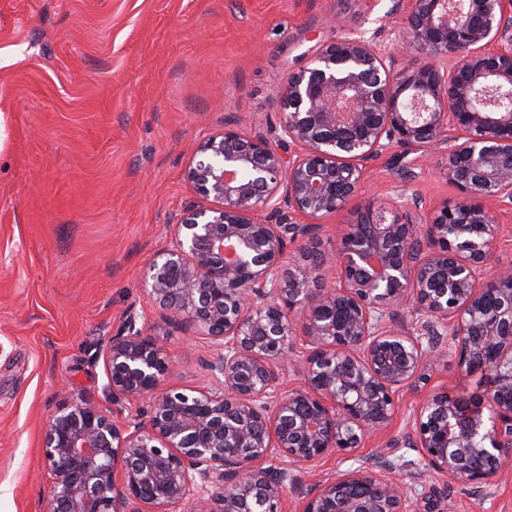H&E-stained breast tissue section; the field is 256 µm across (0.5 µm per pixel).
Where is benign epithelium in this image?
Instances as JSON below:
<instances>
[{
  "label": "benign epithelium",
  "instance_id": "benign-epithelium-1",
  "mask_svg": "<svg viewBox=\"0 0 512 512\" xmlns=\"http://www.w3.org/2000/svg\"><path fill=\"white\" fill-rule=\"evenodd\" d=\"M449 3L400 0L389 42L377 30L323 43L279 91V126H226L198 146L184 176L207 205L173 225L144 288L164 321L211 344L206 384L169 386L180 363L128 312L101 356L105 390L134 412L121 422L64 390L42 427L46 512H171L186 500L197 512H283L305 469L380 434L399 391L449 357L480 391L432 390L404 447L478 490L512 460V267H488L494 208L512 209V0ZM407 57L424 63L396 74ZM394 148L447 153L454 203L434 217L368 206L340 231L338 277L325 281L315 222ZM290 244L302 257L292 267ZM407 304L413 332L394 320ZM289 369L304 387L284 388ZM406 502L404 484L348 470L307 492L301 512Z\"/></svg>",
  "mask_w": 512,
  "mask_h": 512
}]
</instances>
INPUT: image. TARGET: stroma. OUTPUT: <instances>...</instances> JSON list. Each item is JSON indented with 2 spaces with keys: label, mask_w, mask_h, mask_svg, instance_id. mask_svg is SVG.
<instances>
[{
  "label": "stroma",
  "mask_w": 512,
  "mask_h": 512,
  "mask_svg": "<svg viewBox=\"0 0 512 512\" xmlns=\"http://www.w3.org/2000/svg\"><path fill=\"white\" fill-rule=\"evenodd\" d=\"M399 17L398 0H0V512L46 510L41 428L62 386L128 415L104 390L99 356L128 311L182 363L173 385L199 384L207 343L164 324L143 287L182 211L201 202L184 178L199 143L227 124L278 125V90L321 42ZM447 161L432 154L410 180L396 152L373 161L366 188L318 222L324 277L338 273L340 228L369 204H452L437 173ZM425 372L383 433L309 470L303 490L375 471L393 443L390 478L416 495L445 488L444 512H512V462L478 492L444 485L400 447L431 387H476L451 360Z\"/></svg>",
  "instance_id": "obj_1"
}]
</instances>
